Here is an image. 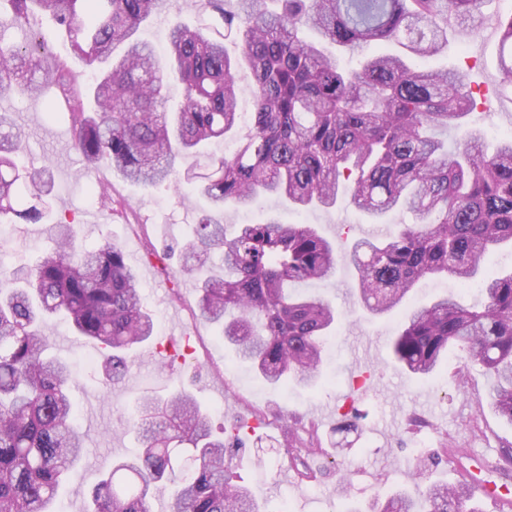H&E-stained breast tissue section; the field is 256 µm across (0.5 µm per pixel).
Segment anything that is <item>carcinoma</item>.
Here are the masks:
<instances>
[{
  "label": "carcinoma",
  "instance_id": "carcinoma-1",
  "mask_svg": "<svg viewBox=\"0 0 512 512\" xmlns=\"http://www.w3.org/2000/svg\"><path fill=\"white\" fill-rule=\"evenodd\" d=\"M167 0H0V95L56 89L69 112L74 149L87 173L106 160L135 184L184 183L206 200L181 248V272L201 271L216 254L221 270L198 280L195 316L274 386L325 380L323 346L336 327L334 304L295 294V283L326 282L338 261L357 272L359 304L374 318L401 315L391 350L417 379L434 377L454 349L491 377V409L512 424V270L486 275L485 259L512 247V139L486 155L465 121L476 105L454 69L414 66L407 57L368 52L397 41L417 58L448 42V19L475 20L484 0H199L223 29L176 23L168 62L138 38ZM50 17L65 45L95 71L83 87L60 56L40 64L44 42L24 24ZM313 30L319 40L303 37ZM499 65L512 83V13L501 19ZM239 47L231 55L224 40ZM357 51L346 69L320 41ZM253 75L255 110L228 157L207 147L237 133L236 73ZM459 134L448 151L443 134ZM22 139L0 113V221L50 225L53 246L32 265L0 261V512H53L83 456L69 394L71 366L50 352L46 331L65 316L101 345L105 380L129 372L130 353L154 336L135 268L106 240L78 253L74 221L53 214L48 170L16 163ZM203 157V171L180 160ZM344 194L372 217L406 209L414 223L384 238L357 240L340 256L309 224L269 214L257 224H226L224 212L261 197L288 208L328 210ZM446 276L481 284L472 306L442 295L416 306L422 280ZM139 453L120 460L94 488L87 512H150L168 490L167 512H259L250 489L232 482L224 438L191 395L135 406ZM351 512H481L466 480L433 481L419 494L399 489Z\"/></svg>",
  "mask_w": 512,
  "mask_h": 512
}]
</instances>
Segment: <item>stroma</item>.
<instances>
[{
  "label": "stroma",
  "instance_id": "obj_1",
  "mask_svg": "<svg viewBox=\"0 0 512 512\" xmlns=\"http://www.w3.org/2000/svg\"><path fill=\"white\" fill-rule=\"evenodd\" d=\"M507 9L506 0H486L469 32L449 22L443 51L426 61L430 68L462 70L474 94L488 92V101L478 103L470 120L483 131L489 153L512 137V86L501 81L499 38L494 34ZM177 20L198 25L210 18L196 11L194 0H170L166 12L145 23L138 35L154 41L158 31ZM54 95L49 86L36 101L14 92L0 96V112L12 113L22 137L19 163L51 168L55 213L78 225L80 246L93 248L109 238L123 248L155 317L151 344L138 352L135 365L116 386L105 382L95 341L75 335L64 323L53 324L48 332L53 351L72 365L70 393L86 435L84 456L61 492L58 512H86L91 490L113 463L138 449L128 424L137 400L179 387L208 408L214 426L230 429L252 418L263 420L258 437L227 446L234 471L256 493L262 512H277L284 503L292 512H336L398 488L416 492L423 476L453 484L460 475L448 449L493 463L502 449L512 446V424L488 406L489 379L478 367L453 356L437 376L424 380L397 367L389 339L398 314L382 319L362 315L352 292L355 272L342 262L335 277L318 287L340 313L336 333L327 343V384L285 389L265 384L225 346L214 325L195 317L194 278L174 280L161 270L159 254L190 238L203 199L187 185L176 192L131 184L103 163L96 171L99 185L129 206L126 216L110 213L85 190L69 115L47 108ZM273 210L288 224L319 225L340 250L368 237L372 225L343 197L332 209L304 213L267 199L227 210L224 220L256 223ZM47 246V225L16 221L0 226V261L6 265L32 264ZM175 335L187 337V356L160 357L157 345ZM312 439L320 441L325 454L312 461L316 477L310 480L301 477L291 451Z\"/></svg>",
  "mask_w": 512,
  "mask_h": 512
}]
</instances>
